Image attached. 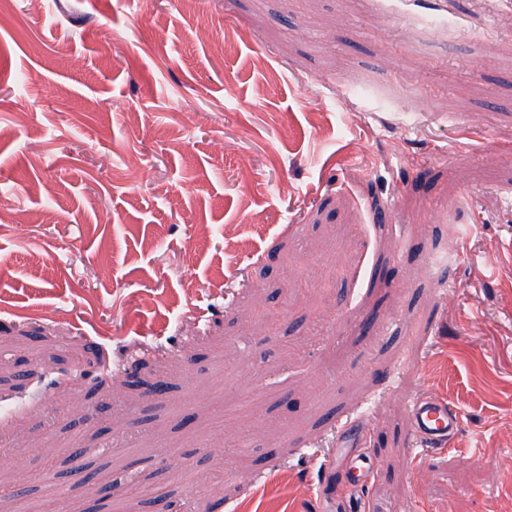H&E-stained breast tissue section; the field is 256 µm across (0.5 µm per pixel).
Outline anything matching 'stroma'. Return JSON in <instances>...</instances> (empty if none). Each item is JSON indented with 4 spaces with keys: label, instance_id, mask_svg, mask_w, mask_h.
Wrapping results in <instances>:
<instances>
[{
    "label": "stroma",
    "instance_id": "35a3bbf8",
    "mask_svg": "<svg viewBox=\"0 0 512 512\" xmlns=\"http://www.w3.org/2000/svg\"><path fill=\"white\" fill-rule=\"evenodd\" d=\"M4 9L0 477L79 447L131 477L102 512H512V0ZM409 417L411 432L422 446L448 442L460 424L457 413L448 407L447 402L431 396L413 400Z\"/></svg>",
    "mask_w": 512,
    "mask_h": 512
}]
</instances>
